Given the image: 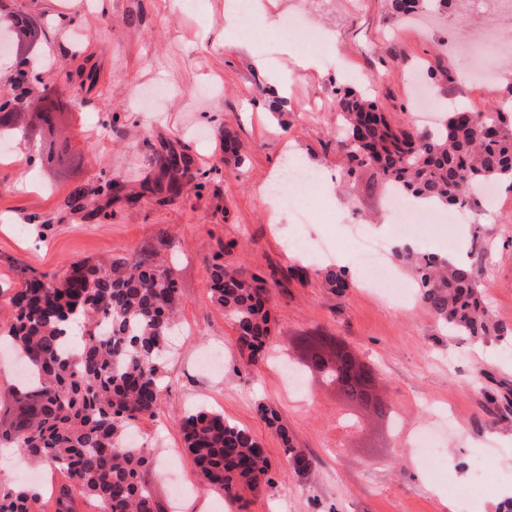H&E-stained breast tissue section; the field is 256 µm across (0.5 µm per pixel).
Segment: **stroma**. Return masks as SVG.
Segmentation results:
<instances>
[{"mask_svg": "<svg viewBox=\"0 0 512 512\" xmlns=\"http://www.w3.org/2000/svg\"><path fill=\"white\" fill-rule=\"evenodd\" d=\"M41 27L56 57L29 107L62 99L59 74L87 78L78 104L68 106L74 164L49 171L33 158L30 141L14 138L0 155V329L14 319L10 298L23 273L65 276L79 259H113L140 251L168 260L179 288L180 313L165 375L171 383L161 414L135 423L152 460L142 480L162 512H233L223 495L206 491L185 451L175 416L190 408L222 413L250 431L270 463L271 485L251 496L245 512H469L448 487L472 480L476 457H491L479 512H504L512 500V335L481 339L439 323L420 303L401 305L362 287L350 239L357 219L372 238L396 240L387 227L386 188H351L311 200L315 221L277 223L259 195L288 153L304 166L339 179L336 108L350 77L368 84L388 119L413 124L408 87L412 70L447 67L442 88L449 106L469 101L495 106L512 86V57L487 51L499 79L488 91L461 81L467 55L439 37L401 23L388 0H303L315 37H285L281 20L295 0H261V15L227 19L224 0H5ZM266 95H259V88ZM318 119L305 117L308 104ZM242 142L243 164L224 161V132ZM178 142L205 172L203 185L184 183L158 202L146 196L100 198L103 217L91 219L75 193L109 176L138 191L152 171L150 145ZM512 188L499 184L493 207L466 225L418 224L416 250L447 251L460 229L489 245L469 255L493 322L512 328ZM385 231H378V224ZM336 236L339 255L303 261L289 255L294 234ZM244 280L263 278L271 295L272 332L258 365L246 366L224 313L209 298L214 260ZM348 272L334 289L325 268ZM330 336L375 370L387 405L400 416L362 418L338 443L336 423L352 408L335 388L308 376L303 392L282 383L283 362L303 358V342ZM220 349L223 370L201 372L203 351ZM274 408L295 445L313 458L304 475L288 464L279 436L261 406ZM453 417L444 424L441 412ZM439 436L451 465L423 463L412 446L419 429Z\"/></svg>", "mask_w": 512, "mask_h": 512, "instance_id": "35a3bbf8", "label": "stroma"}]
</instances>
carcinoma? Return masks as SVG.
<instances>
[{
    "label": "carcinoma",
    "mask_w": 512,
    "mask_h": 512,
    "mask_svg": "<svg viewBox=\"0 0 512 512\" xmlns=\"http://www.w3.org/2000/svg\"><path fill=\"white\" fill-rule=\"evenodd\" d=\"M391 15L407 17L423 0H389ZM493 116L467 106L445 113L436 127L413 131L393 126L366 92L347 89L339 100L340 137L352 177L366 167L387 188L413 199L430 198L438 207L477 204L475 191L489 182L512 185V113ZM35 138L38 160L59 145L58 113H41ZM244 148L224 129V161L239 162ZM155 174L145 177L139 196L164 201L197 177L189 155L175 145L154 152ZM123 185L112 179L90 191L89 204L101 195H117ZM407 261L420 288V302L438 321L474 336H503L509 329L487 321L477 276L470 265L420 256L406 247L395 250ZM210 300L235 326L238 348L248 363L269 336V292L263 279L243 280L222 264L212 266ZM14 319L0 334L34 375L21 382L13 402L0 406V446L17 448L30 460L66 472L75 488L99 501L102 512H158L141 480L149 458L124 447L131 421L155 415L166 391L163 369L175 325L179 293L174 273L151 255L107 261L80 259L59 279L48 273L23 278L11 298ZM81 322L80 341L72 325ZM279 434L284 454L298 474L312 465L297 448L275 410L261 408ZM185 449L208 489L224 493L230 505L247 491L271 484L257 439L215 411H189L178 419ZM39 493L28 486L0 487V512H38Z\"/></svg>",
    "instance_id": "carcinoma-1"
}]
</instances>
